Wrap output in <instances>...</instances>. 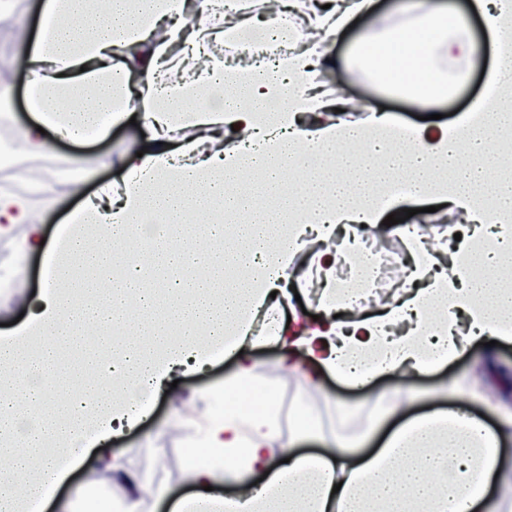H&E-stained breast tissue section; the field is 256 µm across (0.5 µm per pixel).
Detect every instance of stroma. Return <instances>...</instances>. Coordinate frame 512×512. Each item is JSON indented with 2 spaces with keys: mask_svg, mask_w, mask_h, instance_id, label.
Instances as JSON below:
<instances>
[{
  "mask_svg": "<svg viewBox=\"0 0 512 512\" xmlns=\"http://www.w3.org/2000/svg\"><path fill=\"white\" fill-rule=\"evenodd\" d=\"M38 0H6L0 6V70L9 71L12 77L11 106L8 114L0 119V130L16 135L18 129L30 119L25 101L26 76L19 64V55L25 39L31 38L37 28ZM362 25H355L329 52L323 69V78L329 84L342 87L351 100L369 99L373 107L389 110L408 123L418 117L442 115L444 123H452L453 113L464 111L483 88V76L489 65L488 53L472 61L448 63L449 76L459 77L455 94L447 101L429 104L409 99L388 97L370 91L366 74L353 66L349 49ZM24 227L13 228L0 235V265L13 276V287L0 290V341L14 340L22 330L18 316L32 318L41 308L42 256L21 250ZM486 358L485 346L473 345L455 363L430 376L402 381L388 378L378 388L382 391L400 390L404 396L414 398L416 411L440 407L448 401V383L453 379L475 380L482 371ZM255 359L259 376L274 390L277 398L288 401L302 400L314 413L321 434H329L337 405L363 408V392L349 388L335 380H326L321 388L305 387L295 375L279 371L277 352L270 346L257 348ZM235 371L233 359L218 358L203 370L182 376L176 397H159L149 416L124 435L91 447L83 461L69 474L47 503L43 512H86L90 500L103 499L106 487L95 486L92 477L98 469L102 453L119 457L125 467L145 476L147 483L169 487L172 496L192 493L193 488L183 477L178 461L181 451L189 443L195 422L204 410L197 395L203 390H218L226 378Z\"/></svg>",
  "mask_w": 512,
  "mask_h": 512,
  "instance_id": "obj_1",
  "label": "stroma"
}]
</instances>
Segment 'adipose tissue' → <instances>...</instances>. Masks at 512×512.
Masks as SVG:
<instances>
[{
    "label": "adipose tissue",
    "mask_w": 512,
    "mask_h": 512,
    "mask_svg": "<svg viewBox=\"0 0 512 512\" xmlns=\"http://www.w3.org/2000/svg\"><path fill=\"white\" fill-rule=\"evenodd\" d=\"M262 2L251 17L237 0H43L21 58L31 113L23 157L50 156L60 139H109L132 119L143 136L112 159L74 153L27 192L0 189V234L28 225L23 249L45 256L29 341L0 345V451L11 456L0 512H27L58 481L57 452L81 456L83 406L121 435L218 346L234 356V376L199 395L211 406L197 423L209 459L184 466L199 493L174 502L166 486L152 489L170 512H477L488 488H512L499 453L512 418L494 431L471 414L474 384L451 382L448 407L410 419L405 401L373 388L428 375L479 342H512V163L502 158L512 144V0H473L493 62L484 94L449 128L410 127L373 107L355 122L338 118L351 102L320 79L330 46L363 18L353 53L378 88L447 100L456 89L447 61L481 50L447 0H412L403 25L386 24L375 0ZM285 31L295 46L267 62L231 65L214 49L244 32ZM114 163L121 182L97 183ZM402 181L412 199L466 217L450 270L417 239L385 298L339 286L338 267L370 266L363 236L400 235L385 220ZM61 183L80 203L46 249L41 206ZM144 231L146 247L131 255ZM295 281L315 284L317 318H284ZM89 332L111 337V357L67 364L69 339ZM265 344L306 386L332 377L366 389L380 414L403 422L358 453L345 445L352 412L340 405L323 452H300L310 414L297 405L281 437L275 396L256 374ZM109 379L127 393L110 396ZM252 393L259 408L243 404ZM227 479L235 491L219 493Z\"/></svg>",
    "instance_id": "ef3b65f1"
}]
</instances>
